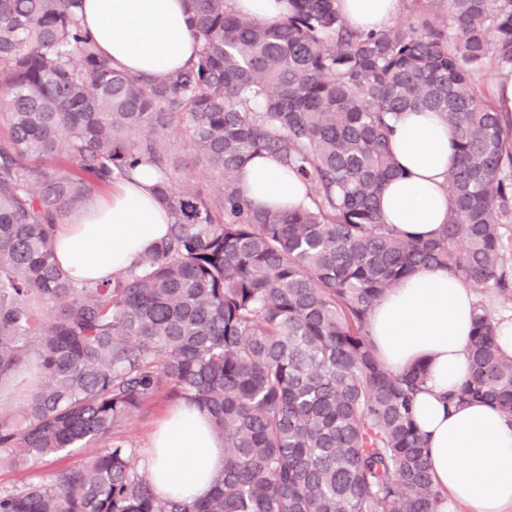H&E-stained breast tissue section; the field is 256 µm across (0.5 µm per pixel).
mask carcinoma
<instances>
[{
  "mask_svg": "<svg viewBox=\"0 0 512 512\" xmlns=\"http://www.w3.org/2000/svg\"><path fill=\"white\" fill-rule=\"evenodd\" d=\"M82 0H0V466L95 448L0 492V512H441L413 416L427 369L394 371L368 316L401 279L441 267L512 293V120L480 79H512V0H410L379 32L336 0H289L268 23L187 0L195 61L165 78L112 67ZM436 112L453 136L448 224L431 240L385 224L402 174L391 121ZM220 176L180 185L171 136ZM277 157L312 206L257 209L241 167ZM51 159L55 165L41 168ZM143 167L169 234L136 267L74 283L55 228L99 186ZM476 304L470 373L448 405L482 401L512 426V357ZM210 415L224 472L195 500L161 499L118 436L160 388Z\"/></svg>",
  "mask_w": 512,
  "mask_h": 512,
  "instance_id": "carcinoma-1",
  "label": "carcinoma"
}]
</instances>
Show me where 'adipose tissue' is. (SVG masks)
I'll return each instance as SVG.
<instances>
[{"mask_svg":"<svg viewBox=\"0 0 512 512\" xmlns=\"http://www.w3.org/2000/svg\"><path fill=\"white\" fill-rule=\"evenodd\" d=\"M405 0H337L356 30H382L402 15ZM82 23L114 66L166 77L194 60L199 43L188 26L185 0H83ZM391 149L406 175L387 183L380 199L384 223L428 240L448 221L446 178L456 155L447 126L433 112H405L394 124ZM249 200L283 211L311 205L307 188L278 159L265 154L243 169ZM145 171L119 182L107 198L59 224L56 258L77 282L107 278L131 267L167 236L169 216ZM475 298L471 288L433 268L401 280L369 314V334L381 358L400 370L428 367L414 415L428 438L429 464L444 512H512V426L483 402L447 409L448 390L468 375ZM160 496L194 500L224 469V448L196 407L173 409L146 452Z\"/></svg>","mask_w":512,"mask_h":512,"instance_id":"1","label":"adipose tissue"}]
</instances>
